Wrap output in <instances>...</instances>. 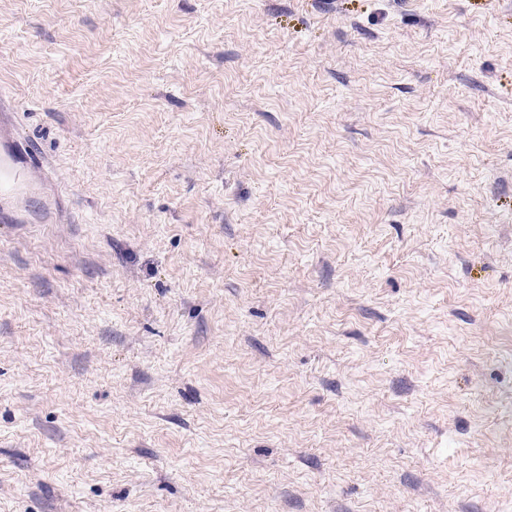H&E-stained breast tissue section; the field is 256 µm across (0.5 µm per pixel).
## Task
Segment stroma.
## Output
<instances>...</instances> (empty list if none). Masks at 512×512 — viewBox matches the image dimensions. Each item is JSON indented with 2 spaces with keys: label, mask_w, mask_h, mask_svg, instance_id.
<instances>
[{
  "label": "stroma",
  "mask_w": 512,
  "mask_h": 512,
  "mask_svg": "<svg viewBox=\"0 0 512 512\" xmlns=\"http://www.w3.org/2000/svg\"><path fill=\"white\" fill-rule=\"evenodd\" d=\"M0 96V512H512V0H0ZM4 99L0 98V223L23 224L22 206L37 201L48 210L49 203L43 196L33 170L37 161L32 148L24 143L12 129L5 126Z\"/></svg>",
  "instance_id": "obj_1"
}]
</instances>
